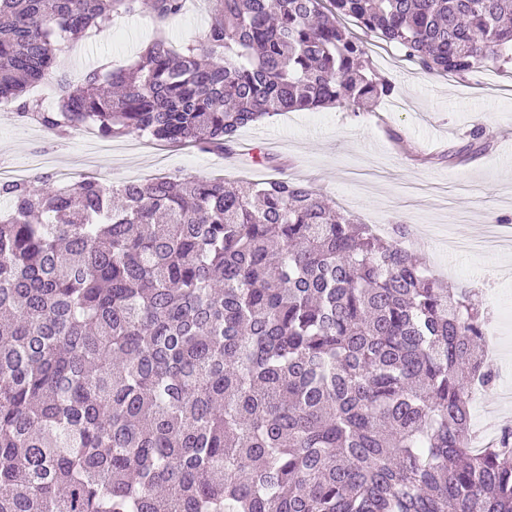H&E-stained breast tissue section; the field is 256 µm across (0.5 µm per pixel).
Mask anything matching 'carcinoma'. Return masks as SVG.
Masks as SVG:
<instances>
[{
    "mask_svg": "<svg viewBox=\"0 0 512 512\" xmlns=\"http://www.w3.org/2000/svg\"><path fill=\"white\" fill-rule=\"evenodd\" d=\"M150 0L129 68L66 81L60 42L139 0H0V97L57 135L227 151L279 112L393 87L365 39L462 76L512 0ZM351 17L359 39L343 25ZM61 88L51 111L30 96ZM0 512H512V429L469 442L493 372L472 294L284 175L0 180ZM206 1H192L189 11L186 10L184 15L170 23L168 34L173 40L184 42L207 26L210 22V11Z\"/></svg>",
    "mask_w": 512,
    "mask_h": 512,
    "instance_id": "carcinoma-1",
    "label": "carcinoma"
}]
</instances>
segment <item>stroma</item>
Returning <instances> with one entry per match:
<instances>
[{
  "mask_svg": "<svg viewBox=\"0 0 512 512\" xmlns=\"http://www.w3.org/2000/svg\"><path fill=\"white\" fill-rule=\"evenodd\" d=\"M154 23L138 12L87 31L76 50H63L66 71L88 73L127 66L151 37ZM378 77L394 85L391 96L360 110L323 108L285 112L242 128L224 153L195 148L146 146L137 137L101 140L88 130L60 138L39 124L0 109V155L24 163L30 155L51 157L56 168L89 175L109 186L155 175L221 177L258 182L286 175L335 202L355 222L404 224L430 243L413 254L452 286L472 289L498 334L501 359L493 387L472 407V421L492 416L512 428V250L457 252L453 240H476L496 220L512 218V64L486 62L464 76L423 73L397 47L379 39L366 45ZM483 130L488 148L469 163L454 153ZM258 143L257 155L242 145Z\"/></svg>",
  "mask_w": 512,
  "mask_h": 512,
  "instance_id": "obj_1",
  "label": "stroma"
}]
</instances>
